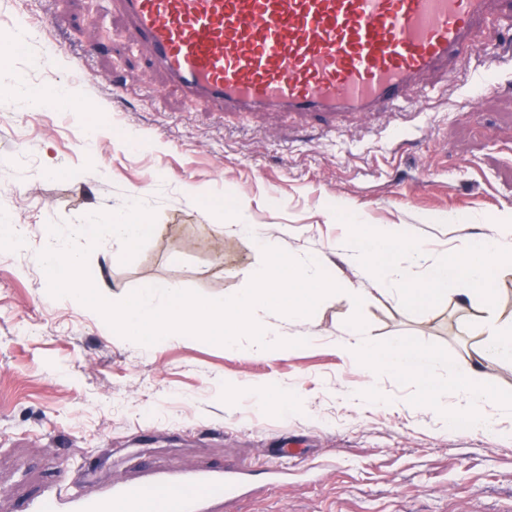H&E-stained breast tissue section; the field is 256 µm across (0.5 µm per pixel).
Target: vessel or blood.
<instances>
[{
    "instance_id": "vessel-or-blood-1",
    "label": "vessel or blood",
    "mask_w": 512,
    "mask_h": 512,
    "mask_svg": "<svg viewBox=\"0 0 512 512\" xmlns=\"http://www.w3.org/2000/svg\"><path fill=\"white\" fill-rule=\"evenodd\" d=\"M132 37L188 97L224 112H382L422 75L455 76L476 59L512 0H118ZM231 469L152 472L80 495L69 477L31 512H229L248 495Z\"/></svg>"
}]
</instances>
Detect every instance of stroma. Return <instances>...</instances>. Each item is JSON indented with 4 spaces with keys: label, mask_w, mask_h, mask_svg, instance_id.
<instances>
[{
    "label": "stroma",
    "mask_w": 512,
    "mask_h": 512,
    "mask_svg": "<svg viewBox=\"0 0 512 512\" xmlns=\"http://www.w3.org/2000/svg\"><path fill=\"white\" fill-rule=\"evenodd\" d=\"M19 21L59 56L36 68L0 56V71L21 79L0 86V212L24 228L0 247V512H25L66 472L97 496L148 463L251 472L257 493L234 512H512V413L488 405L490 435L452 429L388 374L369 402L345 397L368 378L336 347L357 312L342 294L309 317L306 346L279 354L191 336L145 347L50 296L37 258L48 224L140 201L156 231L128 263L104 239L89 257L93 280L117 300L166 282L231 297L262 256L200 203L226 195L250 223L292 227L287 247L326 257L336 281L357 275L336 250L357 218L453 251L512 213V52L497 47V26L480 37L491 75L479 91L470 70L435 74L405 108L326 124L190 101L126 37L113 0H0V44L18 39ZM71 88L74 109L26 97ZM448 214L461 223L441 224ZM359 312L372 340L414 336L458 366L482 340L452 293L419 305L371 286ZM298 440L318 478L295 471L267 487L270 449Z\"/></svg>",
    "instance_id": "stroma-1"
}]
</instances>
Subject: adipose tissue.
I'll use <instances>...</instances> for the list:
<instances>
[{
  "label": "adipose tissue",
  "instance_id": "1",
  "mask_svg": "<svg viewBox=\"0 0 512 512\" xmlns=\"http://www.w3.org/2000/svg\"><path fill=\"white\" fill-rule=\"evenodd\" d=\"M512 234V214L503 222L491 225L488 234L464 240L452 255L429 257L420 242L396 234L394 229L361 226L358 234L349 235L342 244L347 260L360 273L368 275L374 286L396 293L399 301L421 303L439 299L447 292L469 297L473 288H480L484 300L464 310L467 320L487 327L488 336L473 351L463 371L457 375L458 389L464 394L465 407L474 430L492 432L491 422L483 415V406L490 401L504 409L512 408V393L476 383L475 376L484 361L512 365V312L502 309L490 287L491 282L512 275V246L505 238ZM407 250L413 262L425 266L419 279L408 278L405 271L384 256L393 249Z\"/></svg>",
  "mask_w": 512,
  "mask_h": 512
}]
</instances>
